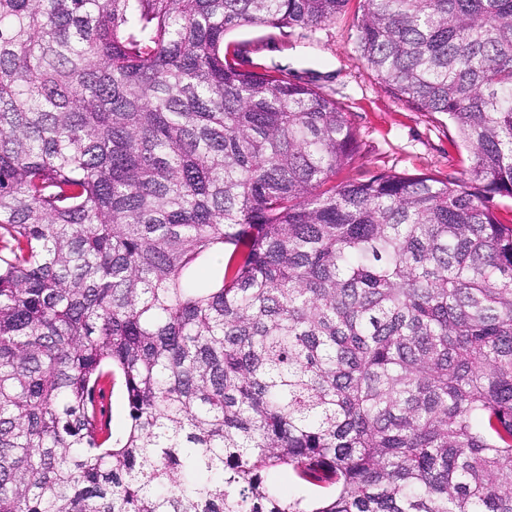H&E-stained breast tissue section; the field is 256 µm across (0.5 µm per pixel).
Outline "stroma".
Segmentation results:
<instances>
[{
	"instance_id": "stroma-1",
	"label": "stroma",
	"mask_w": 512,
	"mask_h": 512,
	"mask_svg": "<svg viewBox=\"0 0 512 512\" xmlns=\"http://www.w3.org/2000/svg\"><path fill=\"white\" fill-rule=\"evenodd\" d=\"M358 0H349L336 20L305 36H284L268 27H240L227 44L244 66L284 69L336 100L357 132L350 170L445 178L468 167V152L446 115L424 112L401 101L367 67L356 50Z\"/></svg>"
}]
</instances>
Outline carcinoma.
Listing matches in <instances>:
<instances>
[{
  "label": "carcinoma",
  "mask_w": 512,
  "mask_h": 512,
  "mask_svg": "<svg viewBox=\"0 0 512 512\" xmlns=\"http://www.w3.org/2000/svg\"><path fill=\"white\" fill-rule=\"evenodd\" d=\"M347 2L0 0V512H512V0H360L470 177L338 183L346 112L224 37ZM106 390L109 393V420L112 435L118 437L123 435L128 427L126 403L120 378L116 376L112 384L106 385Z\"/></svg>",
  "instance_id": "1"
}]
</instances>
